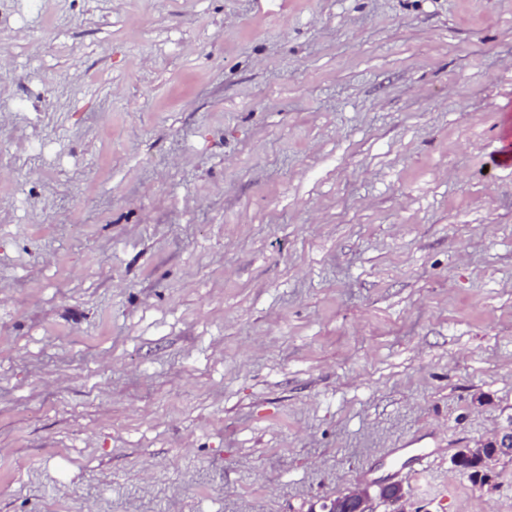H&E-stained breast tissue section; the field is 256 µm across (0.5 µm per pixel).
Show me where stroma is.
Returning <instances> with one entry per match:
<instances>
[{
  "label": "stroma",
  "instance_id": "1",
  "mask_svg": "<svg viewBox=\"0 0 512 512\" xmlns=\"http://www.w3.org/2000/svg\"><path fill=\"white\" fill-rule=\"evenodd\" d=\"M508 139L512 0H0V512H512ZM512 425L496 432L488 440L478 443L474 448H463L452 458L453 465L467 474L476 485L484 487L493 480L490 469L482 467V463H491L502 457L512 456ZM372 486L358 488L333 499H326L319 505V511L315 508L312 512H374L372 508Z\"/></svg>",
  "mask_w": 512,
  "mask_h": 512
}]
</instances>
